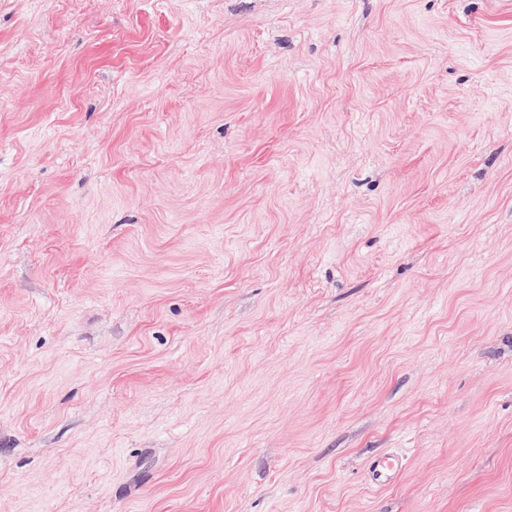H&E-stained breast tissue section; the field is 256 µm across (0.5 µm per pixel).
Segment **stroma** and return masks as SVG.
Wrapping results in <instances>:
<instances>
[{
    "instance_id": "obj_1",
    "label": "stroma",
    "mask_w": 512,
    "mask_h": 512,
    "mask_svg": "<svg viewBox=\"0 0 512 512\" xmlns=\"http://www.w3.org/2000/svg\"><path fill=\"white\" fill-rule=\"evenodd\" d=\"M0 512H512V0H0Z\"/></svg>"
}]
</instances>
